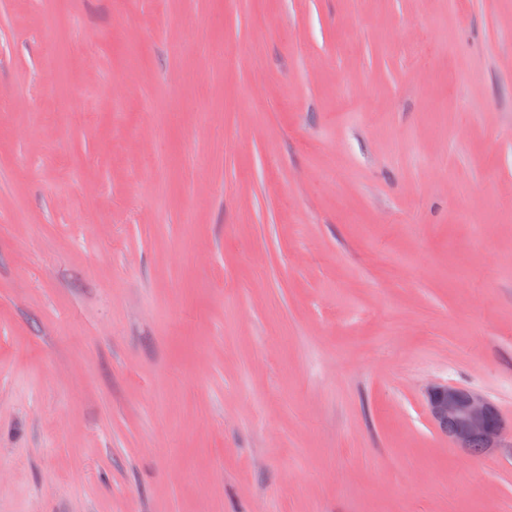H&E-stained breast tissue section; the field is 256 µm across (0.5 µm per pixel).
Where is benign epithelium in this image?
Returning <instances> with one entry per match:
<instances>
[{
  "instance_id": "7a95c632",
  "label": "benign epithelium",
  "mask_w": 512,
  "mask_h": 512,
  "mask_svg": "<svg viewBox=\"0 0 512 512\" xmlns=\"http://www.w3.org/2000/svg\"><path fill=\"white\" fill-rule=\"evenodd\" d=\"M428 413L433 422L451 428L449 441L468 450L478 440L482 454L501 447L505 423L495 404L483 395L458 386H429L425 392Z\"/></svg>"
}]
</instances>
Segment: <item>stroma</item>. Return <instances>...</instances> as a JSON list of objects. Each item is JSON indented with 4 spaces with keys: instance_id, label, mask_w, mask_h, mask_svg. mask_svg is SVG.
Returning <instances> with one entry per match:
<instances>
[{
    "instance_id": "1",
    "label": "stroma",
    "mask_w": 512,
    "mask_h": 512,
    "mask_svg": "<svg viewBox=\"0 0 512 512\" xmlns=\"http://www.w3.org/2000/svg\"><path fill=\"white\" fill-rule=\"evenodd\" d=\"M512 0H0V512H512ZM428 413L433 422L447 425L440 428L448 433L449 441L462 450L479 456L494 452L501 446L505 423L495 404L483 395L458 386L430 385L425 392ZM448 427L451 431L448 432Z\"/></svg>"
}]
</instances>
